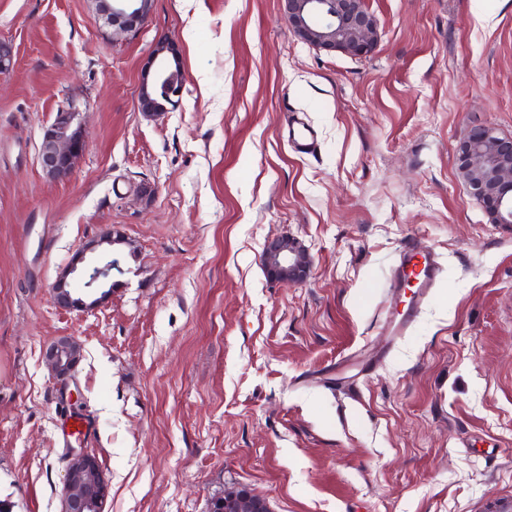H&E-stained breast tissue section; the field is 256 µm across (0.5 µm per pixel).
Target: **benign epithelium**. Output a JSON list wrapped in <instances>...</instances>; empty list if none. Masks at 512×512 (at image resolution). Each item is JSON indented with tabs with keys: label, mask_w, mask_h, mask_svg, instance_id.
<instances>
[{
	"label": "benign epithelium",
	"mask_w": 512,
	"mask_h": 512,
	"mask_svg": "<svg viewBox=\"0 0 512 512\" xmlns=\"http://www.w3.org/2000/svg\"><path fill=\"white\" fill-rule=\"evenodd\" d=\"M109 15L110 25L122 32L135 30L150 14V0H100ZM289 28L300 39L319 49L341 52L354 58L371 55L378 43L375 17L365 7V0H282ZM177 57L173 48L159 49L151 63L152 84L142 97V111L157 115L178 103L183 80L173 78L182 70L172 64ZM85 149L79 113L73 109L58 111L43 129L39 163L46 174L67 177ZM459 171L475 167L479 174L466 181L469 193L492 216L496 224H512V137L484 125L468 130L456 148ZM87 249L75 258L56 279L52 294L56 302L69 309L83 308L86 301L75 296L68 278L82 270L87 287L96 290L111 278L112 257L86 260ZM267 275L283 284L304 281L309 263L305 250L288 236L267 241L261 255ZM79 344L63 336L44 351L48 369L56 380L70 378L79 362ZM62 512H104L108 482L98 459L84 448H71L61 486ZM242 498L229 495L211 501L209 512H237Z\"/></svg>",
	"instance_id": "7a95c632"
}]
</instances>
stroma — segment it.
I'll return each instance as SVG.
<instances>
[{
    "instance_id": "stroma-1",
    "label": "stroma",
    "mask_w": 512,
    "mask_h": 512,
    "mask_svg": "<svg viewBox=\"0 0 512 512\" xmlns=\"http://www.w3.org/2000/svg\"><path fill=\"white\" fill-rule=\"evenodd\" d=\"M356 59L303 42L281 0H152L135 32L95 0H0V500L61 512L71 415L105 512H208L241 488L271 512H489L512 500V225L490 223L455 149L512 135V0H366ZM183 92L147 115L157 46ZM75 105L86 148L37 161ZM313 131L299 149L291 122ZM125 238L114 287L52 286L79 249ZM309 258L268 277L265 243ZM440 275L406 332L405 247ZM72 336L67 382L43 350ZM77 388L74 407L59 403ZM79 116L74 109H62L43 129L39 163L54 178H66L85 149ZM267 275L283 284L303 282L309 271L305 250L288 236L268 240L261 255Z\"/></svg>"
}]
</instances>
